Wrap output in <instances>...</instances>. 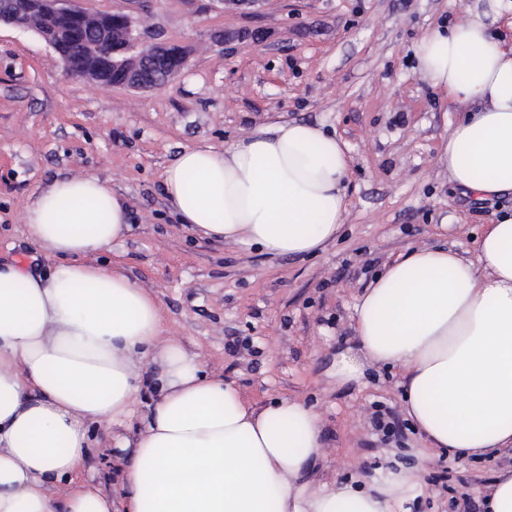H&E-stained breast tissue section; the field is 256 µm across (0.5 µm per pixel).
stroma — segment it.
<instances>
[{
	"label": "stroma",
	"instance_id": "stroma-1",
	"mask_svg": "<svg viewBox=\"0 0 512 512\" xmlns=\"http://www.w3.org/2000/svg\"><path fill=\"white\" fill-rule=\"evenodd\" d=\"M470 0H75L93 14L125 13L147 35L182 46L188 61L166 86L133 90L66 75L35 32L0 25V262L45 270L29 235L32 193L54 179L105 180L131 231L101 263L119 260L153 292L170 336L257 406L290 397L313 407L325 456L312 486L399 467L419 471L413 512H483L480 489L511 456L431 457L404 412L402 372L380 367L337 383L338 351L355 347V304L398 255L423 247L469 254L484 225L512 213V191L480 198L438 163L456 120L421 78L426 30L455 22ZM230 33L228 41L214 39ZM337 132L352 164L343 224L322 251L273 256L193 234L179 224L162 174L186 147L224 148L274 121ZM382 412L388 433L371 415ZM85 478L114 505L124 492L112 435L97 430Z\"/></svg>",
	"mask_w": 512,
	"mask_h": 512
}]
</instances>
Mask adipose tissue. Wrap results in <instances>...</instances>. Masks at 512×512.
Returning <instances> with one entry per match:
<instances>
[{
    "instance_id": "adipose-tissue-1",
    "label": "adipose tissue",
    "mask_w": 512,
    "mask_h": 512,
    "mask_svg": "<svg viewBox=\"0 0 512 512\" xmlns=\"http://www.w3.org/2000/svg\"><path fill=\"white\" fill-rule=\"evenodd\" d=\"M507 12L512 0H473L418 45L422 79L459 114L438 162L486 198L512 190V38L493 31L512 29ZM350 165L342 137L293 121L221 150L182 149L163 187L200 236L302 256L335 238ZM24 220L55 262L38 275L0 267V512H112L79 471L93 426L133 416L147 363L158 398L119 443L127 512H411L414 470L312 487L304 474L325 448L313 409L289 398L257 408L169 336L155 294L97 263L131 230L106 181L54 180ZM354 330L337 382L401 367L404 411L431 450L512 452V217L485 225L474 258L431 247L394 260L361 295Z\"/></svg>"
}]
</instances>
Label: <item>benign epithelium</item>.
Listing matches in <instances>:
<instances>
[{
    "instance_id": "obj_1",
    "label": "benign epithelium",
    "mask_w": 512,
    "mask_h": 512,
    "mask_svg": "<svg viewBox=\"0 0 512 512\" xmlns=\"http://www.w3.org/2000/svg\"><path fill=\"white\" fill-rule=\"evenodd\" d=\"M85 12L74 5V0H0V24L30 29V17L77 19ZM101 33L87 44V62L78 67L72 64L67 50L66 32L61 29H38L36 33L59 55L68 75L86 78L101 84L113 69L123 72V85L135 89H156L158 84L146 75L150 61L167 58H186L185 51L177 45L150 39L127 15L121 14L117 21L112 16L100 17Z\"/></svg>"
}]
</instances>
